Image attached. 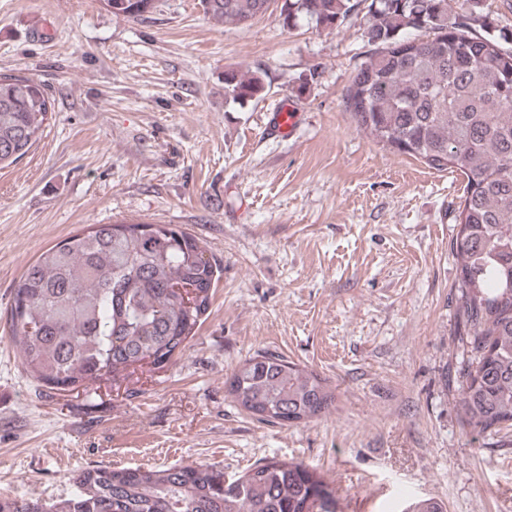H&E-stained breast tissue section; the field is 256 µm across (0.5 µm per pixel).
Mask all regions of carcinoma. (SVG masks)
Returning <instances> with one entry per match:
<instances>
[{"label": "carcinoma", "instance_id": "obj_1", "mask_svg": "<svg viewBox=\"0 0 512 512\" xmlns=\"http://www.w3.org/2000/svg\"><path fill=\"white\" fill-rule=\"evenodd\" d=\"M137 18L147 0H102ZM269 0H202L216 22L244 27ZM366 9L370 58L352 76V121L377 143L464 179L451 251L463 329L473 353L463 373L464 424L478 435L512 423V50L505 34L474 35L448 0H284L289 28L306 18L333 30ZM264 76L224 71V96L259 99ZM52 103L44 86L0 75V170L29 153ZM223 270L191 234L169 224H94L42 251L15 288L11 338L30 376L50 389L115 378L135 362L169 363L207 315ZM192 288L185 305L174 291ZM259 421L301 423L327 414L335 392L314 370L258 351L226 381ZM0 512H341L336 491L302 462L267 460L241 476L206 464L97 466L67 498H0ZM402 512H445L414 500Z\"/></svg>", "mask_w": 512, "mask_h": 512}]
</instances>
